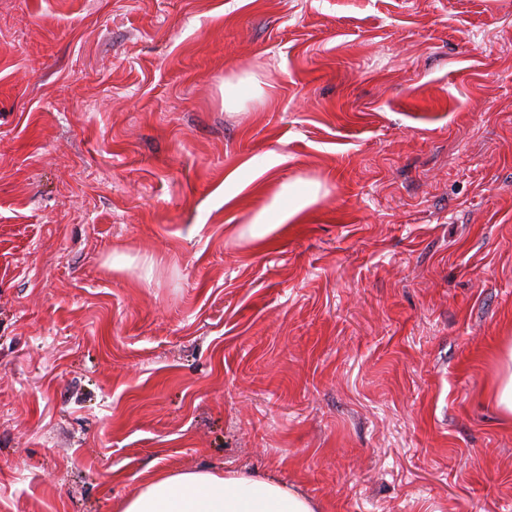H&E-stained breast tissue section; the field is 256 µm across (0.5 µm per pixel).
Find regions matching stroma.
I'll list each match as a JSON object with an SVG mask.
<instances>
[{"label":"stroma","mask_w":512,"mask_h":512,"mask_svg":"<svg viewBox=\"0 0 512 512\" xmlns=\"http://www.w3.org/2000/svg\"><path fill=\"white\" fill-rule=\"evenodd\" d=\"M510 343L512 0H0V512H512ZM321 196L318 182L297 180L282 185L270 203L253 219L251 224L239 229V237L253 244L256 250L269 246L268 234L285 224H301L311 214ZM273 218L275 224H270ZM497 356L501 359L504 372L493 382L490 401L506 422H512V347L506 352L498 351ZM116 512H322L296 486L271 475L198 469L160 472L123 498Z\"/></svg>","instance_id":"35a3bbf8"}]
</instances>
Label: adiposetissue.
Listing matches in <instances>:
<instances>
[{
	"mask_svg": "<svg viewBox=\"0 0 512 512\" xmlns=\"http://www.w3.org/2000/svg\"><path fill=\"white\" fill-rule=\"evenodd\" d=\"M321 196L320 183L282 185L270 203L240 229L239 237L262 250L273 227L303 223ZM116 512H322L296 486L271 475L198 469L161 472L123 498Z\"/></svg>",
	"mask_w": 512,
	"mask_h": 512,
	"instance_id": "ef3b65f1",
	"label": "adipose tissue"
}]
</instances>
